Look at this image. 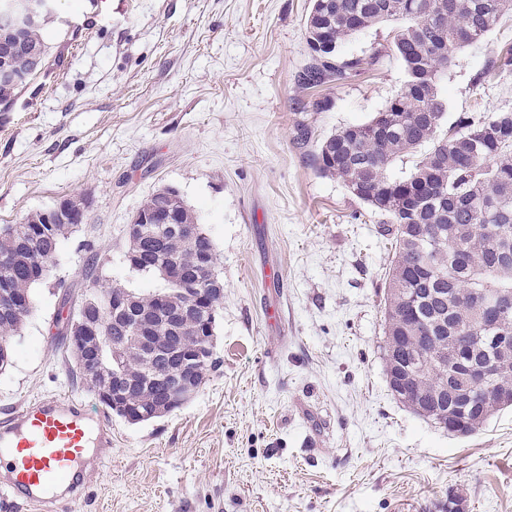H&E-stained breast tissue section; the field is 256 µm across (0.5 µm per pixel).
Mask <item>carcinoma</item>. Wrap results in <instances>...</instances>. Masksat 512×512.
Returning a JSON list of instances; mask_svg holds the SVG:
<instances>
[{
    "label": "carcinoma",
    "mask_w": 512,
    "mask_h": 512,
    "mask_svg": "<svg viewBox=\"0 0 512 512\" xmlns=\"http://www.w3.org/2000/svg\"><path fill=\"white\" fill-rule=\"evenodd\" d=\"M512 0H313L306 21L307 42H329L334 49L310 47L311 62L296 76L306 90L330 82H343L367 61L341 59L337 48L372 26L395 22L392 47L401 60L406 81L380 112L363 124L341 127L325 138L314 155L324 176L340 179L347 190L383 216L393 235L394 253L383 295L386 315L384 360L386 369L400 352L414 354L413 373L418 380L413 398L406 402L419 416L457 436L472 435L492 412L484 403L499 390L512 391V355L498 356L495 387L483 403L464 420L448 419L421 408L433 398L444 381L453 382L459 358L476 362L493 357L490 339L512 337V308L499 321L477 305L472 293L512 299V112L490 118L460 116L447 133L441 128L447 103L440 84L465 47L481 42L506 14ZM42 24L24 32L38 60L30 56L14 59L18 79L0 78V109L9 110L21 91L42 69L47 54ZM424 144L428 151L408 172L394 175L390 168ZM169 201L162 191L151 195L140 211L162 215ZM70 232L58 224L50 238L32 236L25 224L0 227V284L27 292V301L17 308L0 307V351L11 350L10 339L23 320L34 311V274L47 273L54 262L60 239ZM133 244L127 250L137 255L136 272L160 275L159 267L174 260L188 263L196 253L215 252L206 234L192 240L178 238L160 224H135ZM209 272L188 267L185 287L163 280L162 287L146 294L134 293L140 309L153 308L157 296L168 294L179 302L190 297L184 291L206 282ZM123 287L106 288L86 296L93 302L75 311L88 323L110 322L112 297ZM208 311L193 307L180 320L185 347L213 339L198 336ZM128 332L109 326L110 344L102 354L73 351L75 373L96 387L91 372L101 363L112 364L119 354L127 376L132 411L174 407L161 400L160 383L154 372L164 366L124 348ZM156 350L176 351L178 338L165 322H157Z\"/></svg>",
    "instance_id": "1"
}]
</instances>
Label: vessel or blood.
I'll return each mask as SVG.
<instances>
[{
	"label": "vessel or blood",
	"instance_id": "vessel-or-blood-1",
	"mask_svg": "<svg viewBox=\"0 0 512 512\" xmlns=\"http://www.w3.org/2000/svg\"><path fill=\"white\" fill-rule=\"evenodd\" d=\"M111 442L107 421L70 396L0 413V500L56 512L59 489L80 493L87 449Z\"/></svg>",
	"mask_w": 512,
	"mask_h": 512
}]
</instances>
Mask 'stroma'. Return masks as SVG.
I'll use <instances>...</instances> for the list:
<instances>
[{"label": "stroma", "instance_id": "35a3bbf8", "mask_svg": "<svg viewBox=\"0 0 512 512\" xmlns=\"http://www.w3.org/2000/svg\"><path fill=\"white\" fill-rule=\"evenodd\" d=\"M311 0H56L40 73L0 112V226L71 197L83 223L34 286L35 310L0 372V409L47 395L82 399L63 303L158 277L125 265L132 216L178 190L217 254L221 360L179 409L131 424L111 417L105 474L63 512H512V407L458 437L391 392L383 294L393 251L384 218L314 154L368 121L406 80L394 23L346 41L374 57L297 111L310 60ZM512 16L457 56L442 85L446 124L512 111ZM310 130L296 143L298 125ZM278 267V287H268Z\"/></svg>", "mask_w": 512, "mask_h": 512}]
</instances>
